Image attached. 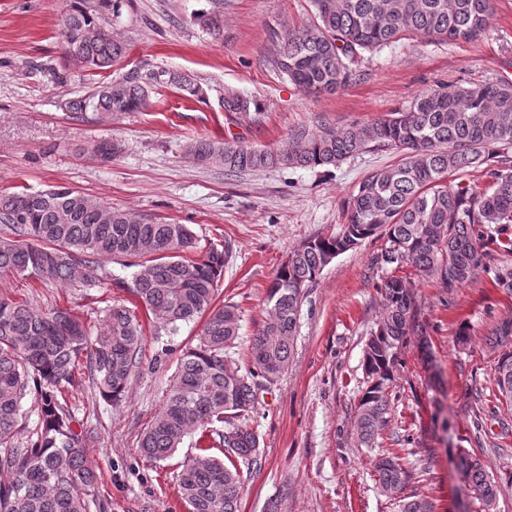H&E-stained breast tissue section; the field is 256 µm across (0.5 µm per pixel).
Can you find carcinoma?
I'll list each match as a JSON object with an SVG mask.
<instances>
[{
  "mask_svg": "<svg viewBox=\"0 0 512 512\" xmlns=\"http://www.w3.org/2000/svg\"><path fill=\"white\" fill-rule=\"evenodd\" d=\"M123 0H72L63 19L65 61L77 69H107L125 54L114 34ZM314 18L274 33L268 63L309 93H333L348 85L352 65L408 36L431 42H475L483 37L494 0H313ZM173 86L189 97L204 90L186 74L164 68L131 70L64 102L67 112L112 115L148 107L150 93ZM224 111L248 115L256 100L224 91ZM403 152L401 162L372 173L346 202L338 232L293 248L267 289L268 317L250 342V364L240 370L226 351L240 330L237 305L214 303L224 275L226 250L211 243L199 258L197 238L186 224L155 220L58 185L37 192L0 195V274L99 288L105 261L130 260L131 281L113 279L132 293L159 323L174 326L205 318L197 343L177 364L160 412L141 435L143 458L160 462L197 436L198 453L179 474L188 512H240L244 485L240 464L259 456V435L243 423L259 397L288 367L305 288L338 255L370 237H383L381 261L411 264L436 277L448 291L474 280L484 268V245L496 228L512 224V81L455 85L417 95L403 112L360 126L300 131L279 150H257L235 141L196 140L188 147L198 164L219 162L224 172L284 167L335 166L379 148ZM92 154L109 162L116 154L102 139ZM478 164L487 185L448 184ZM384 313L365 344L367 386L355 421L359 444L378 445L391 421L400 351L411 339L431 363L426 327L410 282L393 275L382 287ZM145 342L135 311L108 308L105 327L93 335L68 309L43 312L26 301H0V512H89L96 470L80 448L93 431L76 418L65 390L86 372L99 396L117 405L140 364ZM496 395L512 406V320L495 332ZM34 399L38 422L26 441L15 440L23 401ZM223 448V457L212 449ZM456 468L472 497L493 512L497 482L479 457L460 451ZM382 493L392 496L413 479L390 449L374 461ZM401 512H434L414 495Z\"/></svg>",
  "mask_w": 512,
  "mask_h": 512,
  "instance_id": "1",
  "label": "carcinoma"
}]
</instances>
